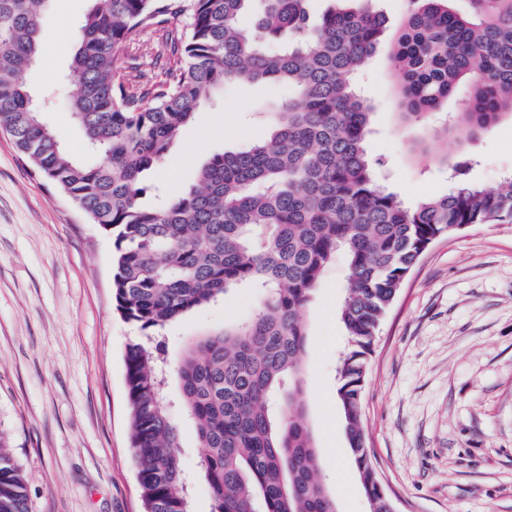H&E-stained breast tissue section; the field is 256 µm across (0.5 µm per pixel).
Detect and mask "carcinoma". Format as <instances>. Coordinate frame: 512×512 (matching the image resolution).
<instances>
[{
	"label": "carcinoma",
	"mask_w": 512,
	"mask_h": 512,
	"mask_svg": "<svg viewBox=\"0 0 512 512\" xmlns=\"http://www.w3.org/2000/svg\"><path fill=\"white\" fill-rule=\"evenodd\" d=\"M49 0H0V130L33 170L112 238L116 310L147 341L125 353L130 441L145 512H191L180 434L163 403L161 344L171 322L229 290H259L251 317L202 336L176 369L180 406L205 453L212 512H337L303 385V312L339 252L349 277L338 317L347 336L336 396L370 512H393L367 448L368 358L407 275L431 241L462 225L512 223V173L495 189L447 163L452 188L404 203L376 171L370 105L355 83L387 36L381 0H95L74 34L68 111L89 151L72 158L29 84ZM409 0L391 61L403 115L454 102L446 133L472 141L512 120V0ZM175 66L135 75L146 31ZM288 89L270 134L213 155L176 198L146 204L199 107L228 84ZM0 512H30L22 470L0 436Z\"/></svg>",
	"instance_id": "cac0c4a2"
}]
</instances>
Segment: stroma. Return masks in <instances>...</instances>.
I'll use <instances>...</instances> for the list:
<instances>
[{"label":"stroma","instance_id":"1","mask_svg":"<svg viewBox=\"0 0 512 512\" xmlns=\"http://www.w3.org/2000/svg\"><path fill=\"white\" fill-rule=\"evenodd\" d=\"M92 0H50L39 63L28 74L43 118L74 155L84 137L63 103L73 35ZM391 41L379 44L358 84L371 104L368 148L379 176L406 203L448 192L440 156H473L472 180L497 186L512 172V122L468 144L440 123L398 115ZM279 90L240 85L217 93L181 131L150 179L180 193L224 149L265 138L258 119ZM428 152L416 154V141ZM112 241L70 198L34 174L0 131V434L19 460L31 512H144L130 447L124 355L142 334L115 308ZM348 265L337 255L306 308V407L338 512H368L337 403L346 339L337 313ZM254 289L163 331L170 365L186 343L250 316ZM193 512H211L203 451L169 379ZM362 409L367 443L395 512H512V224H476L436 239L388 311L368 360Z\"/></svg>","mask_w":512,"mask_h":512}]
</instances>
